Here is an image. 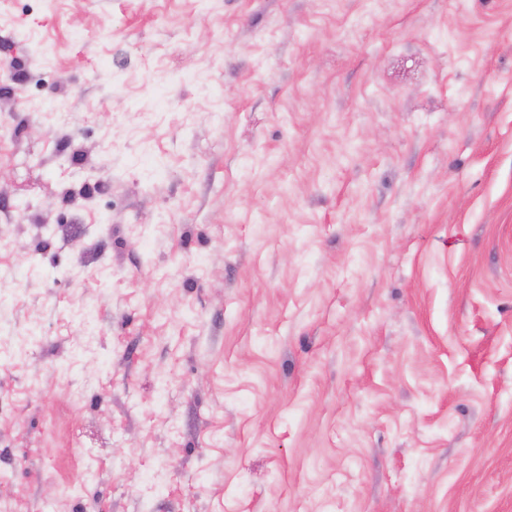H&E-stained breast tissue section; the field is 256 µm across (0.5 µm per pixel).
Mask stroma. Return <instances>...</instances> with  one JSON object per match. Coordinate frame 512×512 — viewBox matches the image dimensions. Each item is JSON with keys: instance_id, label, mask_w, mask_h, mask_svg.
<instances>
[{"instance_id": "obj_1", "label": "stroma", "mask_w": 512, "mask_h": 512, "mask_svg": "<svg viewBox=\"0 0 512 512\" xmlns=\"http://www.w3.org/2000/svg\"><path fill=\"white\" fill-rule=\"evenodd\" d=\"M0 506L512 512V0H0Z\"/></svg>"}]
</instances>
